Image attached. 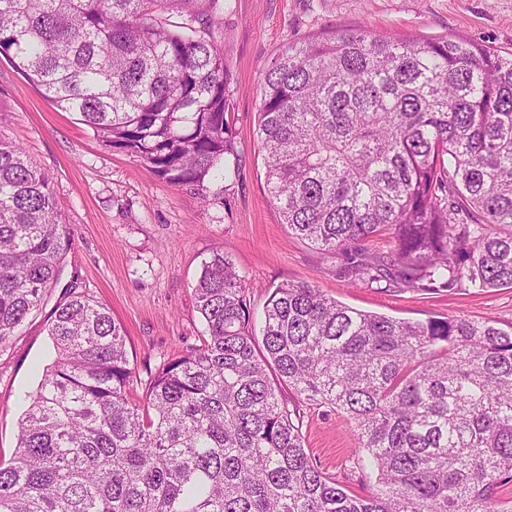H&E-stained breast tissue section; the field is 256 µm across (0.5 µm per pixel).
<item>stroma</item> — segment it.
Returning <instances> with one entry per match:
<instances>
[{
	"mask_svg": "<svg viewBox=\"0 0 512 512\" xmlns=\"http://www.w3.org/2000/svg\"><path fill=\"white\" fill-rule=\"evenodd\" d=\"M368 26L391 37L456 34L512 51V0H229L213 36L232 74L229 173L209 202L176 187L137 158L104 146L77 114L58 108L0 61V139L20 145L51 182L69 247L39 310L0 346V461L16 451L23 398L54 351L49 327L76 291L107 305L125 335L141 396L163 361L200 345L205 326L194 285L202 265L227 254L247 283L253 322L277 286L304 281L336 301L409 321L461 316L512 325V288L410 290L352 283L354 253L329 255L289 232L266 186L257 135L263 73L282 50L321 32ZM313 463L360 491L352 425L324 405L299 403Z\"/></svg>",
	"mask_w": 512,
	"mask_h": 512,
	"instance_id": "obj_1",
	"label": "stroma"
}]
</instances>
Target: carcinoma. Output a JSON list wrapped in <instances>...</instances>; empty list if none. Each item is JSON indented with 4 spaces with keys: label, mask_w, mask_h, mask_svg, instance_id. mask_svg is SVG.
I'll return each mask as SVG.
<instances>
[{
    "label": "carcinoma",
    "mask_w": 512,
    "mask_h": 512,
    "mask_svg": "<svg viewBox=\"0 0 512 512\" xmlns=\"http://www.w3.org/2000/svg\"><path fill=\"white\" fill-rule=\"evenodd\" d=\"M220 0H0V57L95 136L208 201L234 152ZM266 183L326 252L388 233L352 267L408 289L512 287V53L472 39L312 36L264 73ZM69 246L49 178L0 140V345ZM243 276L215 254L195 287L203 344L145 393L103 303L54 312V359L0 462V512H512V325L411 322L283 283L262 346ZM354 424L365 493L314 466L281 399Z\"/></svg>",
    "instance_id": "carcinoma-1"
}]
</instances>
